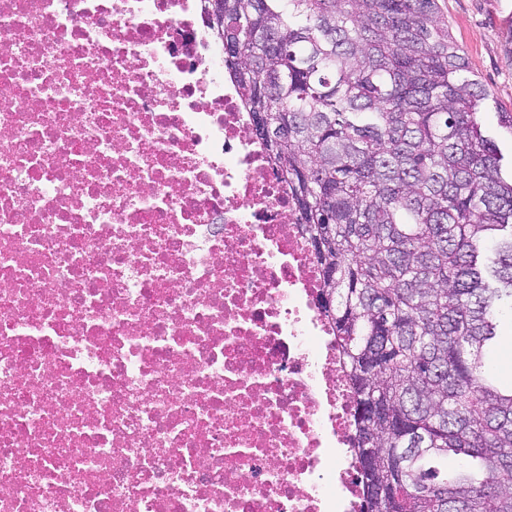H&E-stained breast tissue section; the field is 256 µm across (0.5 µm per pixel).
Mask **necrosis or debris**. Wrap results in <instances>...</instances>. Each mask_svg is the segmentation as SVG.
Instances as JSON below:
<instances>
[{
	"instance_id": "necrosis-or-debris-1",
	"label": "necrosis or debris",
	"mask_w": 512,
	"mask_h": 512,
	"mask_svg": "<svg viewBox=\"0 0 512 512\" xmlns=\"http://www.w3.org/2000/svg\"><path fill=\"white\" fill-rule=\"evenodd\" d=\"M320 289L201 0H0V512H359Z\"/></svg>"
}]
</instances>
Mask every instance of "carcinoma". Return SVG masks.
I'll list each match as a JSON object with an SVG mask.
<instances>
[{"label":"carcinoma","instance_id":"obj_1","mask_svg":"<svg viewBox=\"0 0 512 512\" xmlns=\"http://www.w3.org/2000/svg\"><path fill=\"white\" fill-rule=\"evenodd\" d=\"M243 108L305 224L355 403L361 512H512V175L438 0H224ZM462 464L450 469L448 458Z\"/></svg>","mask_w":512,"mask_h":512}]
</instances>
